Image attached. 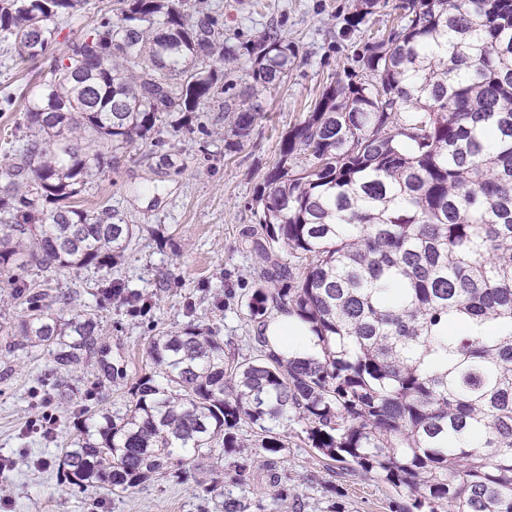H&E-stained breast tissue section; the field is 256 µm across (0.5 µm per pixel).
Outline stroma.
I'll use <instances>...</instances> for the list:
<instances>
[{
	"label": "stroma",
	"instance_id": "1",
	"mask_svg": "<svg viewBox=\"0 0 512 512\" xmlns=\"http://www.w3.org/2000/svg\"><path fill=\"white\" fill-rule=\"evenodd\" d=\"M233 41L258 38L274 30L298 49L294 67L280 85L259 100L262 115L243 146L228 150L224 133L229 122L215 93L202 105L198 121L205 133L165 128L161 137L172 153L175 169L147 163L131 150L89 184L82 207H112L125 223L139 225L123 260L111 270L64 269L52 278L29 270L37 290L65 294L71 309L94 317L106 358L127 372L126 378L105 376L97 359L83 360L68 374L56 373L46 349L14 355L0 335V512H221L218 498L207 495L216 474L225 487L249 503L251 512H275L274 492L260 466L255 434L243 428L247 446L239 457L249 463L236 475L230 459L202 461L187 477L170 473L154 477L132 491L115 495L100 486L68 484L61 470L62 451L76 437L86 416L124 408L132 378L147 363L149 337L194 323L217 332L226 355L253 356L257 325L241 307L254 288L258 257L243 237L257 226L254 191L278 159L281 134L300 122L323 88L353 64L355 52L383 29L392 4L378 6L358 31L345 32V19L358 0H207ZM118 15L117 0H84L60 24L59 42L77 39L102 14ZM53 58L46 55L14 63L0 44V95L32 89L51 76ZM142 293L152 300L149 314H132L118 299H104L110 284ZM71 388L60 402L57 383ZM50 416L51 429L32 428ZM304 425L288 427V446L276 473L288 489V512H393L401 493L375 475L345 470L325 460L307 444Z\"/></svg>",
	"mask_w": 512,
	"mask_h": 512
}]
</instances>
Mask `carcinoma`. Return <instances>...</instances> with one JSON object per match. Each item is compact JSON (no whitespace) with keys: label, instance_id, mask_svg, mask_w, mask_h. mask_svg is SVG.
Instances as JSON below:
<instances>
[{"label":"carcinoma","instance_id":"1","mask_svg":"<svg viewBox=\"0 0 512 512\" xmlns=\"http://www.w3.org/2000/svg\"><path fill=\"white\" fill-rule=\"evenodd\" d=\"M119 0L60 50L25 98L24 134L0 163V281L26 318L0 323L8 351L45 347L56 370L104 355L98 324L65 318V295L33 292L43 273L110 270L139 231L75 199L117 155L154 134L192 128L218 83L250 97L297 58L273 31L232 43L204 0ZM380 0L345 19L358 30ZM82 0H0V40L23 60L56 43ZM396 24L356 53L304 119L280 137L254 203L261 266L250 319L272 312L311 326L316 351L237 361L198 325L147 341L149 364L124 409L82 426L62 456L65 480L123 493L245 447L263 432V465L306 426L319 454L408 493L398 512H512V0H400ZM219 55L224 67L204 68ZM246 59L248 67L240 66ZM227 146L248 140L259 104L224 98ZM134 310L150 301L116 285ZM455 319L467 329L450 336ZM222 512L249 505L214 482Z\"/></svg>","mask_w":512,"mask_h":512}]
</instances>
